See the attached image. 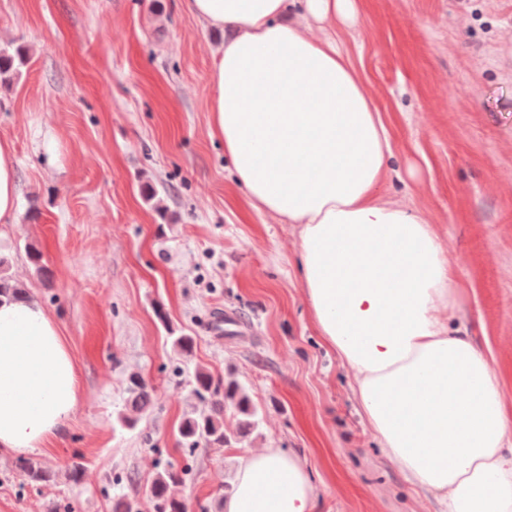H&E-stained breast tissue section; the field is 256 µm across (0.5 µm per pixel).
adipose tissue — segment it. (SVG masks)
I'll list each match as a JSON object with an SVG mask.
<instances>
[{
  "label": "adipose tissue",
  "mask_w": 512,
  "mask_h": 512,
  "mask_svg": "<svg viewBox=\"0 0 512 512\" xmlns=\"http://www.w3.org/2000/svg\"><path fill=\"white\" fill-rule=\"evenodd\" d=\"M214 52L211 137L249 205L295 225L315 328L348 372L365 420L412 486L446 512H512V417L503 381L471 336L451 333L454 275L432 224L378 192L388 125L341 48L358 0H188ZM0 142V224L18 183ZM78 403L59 330L34 299L0 301V449L57 436ZM304 460L241 457L224 512H315Z\"/></svg>",
  "instance_id": "obj_1"
}]
</instances>
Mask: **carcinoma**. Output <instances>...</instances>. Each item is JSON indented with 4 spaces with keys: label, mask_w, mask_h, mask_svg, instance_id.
<instances>
[{
    "label": "carcinoma",
    "mask_w": 512,
    "mask_h": 512,
    "mask_svg": "<svg viewBox=\"0 0 512 512\" xmlns=\"http://www.w3.org/2000/svg\"><path fill=\"white\" fill-rule=\"evenodd\" d=\"M23 62L20 54L0 51V83H8L16 73L15 62ZM7 260L0 255V300L16 299L25 295L4 272ZM128 402L133 410H147L153 397V388L145 379L133 374L127 387ZM192 396L197 401L193 410L177 428L178 444L184 448H196L203 444L208 448H230L256 432L260 425L259 409L247 390L234 378L216 376L210 370L198 366L192 376ZM231 405L237 412L238 424L233 432L224 428V406ZM15 466L35 484L57 481L58 475L34 458H20ZM185 470L173 465L159 472L151 482L147 498L150 512H186V505L178 495L183 485Z\"/></svg>",
    "instance_id": "cac0c4a2"
}]
</instances>
